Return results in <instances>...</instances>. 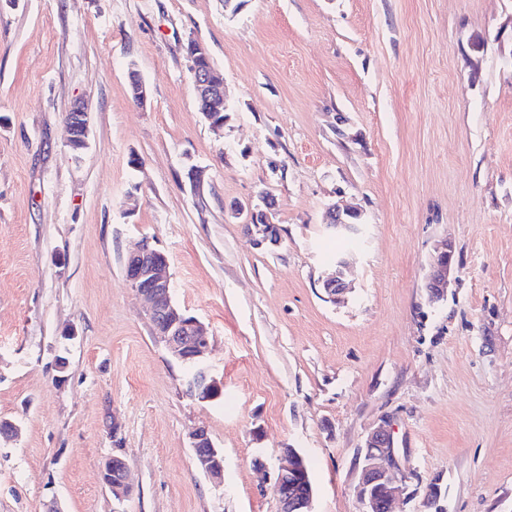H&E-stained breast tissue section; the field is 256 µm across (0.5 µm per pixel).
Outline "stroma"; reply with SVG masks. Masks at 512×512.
Wrapping results in <instances>:
<instances>
[{
    "label": "stroma",
    "instance_id": "1",
    "mask_svg": "<svg viewBox=\"0 0 512 512\" xmlns=\"http://www.w3.org/2000/svg\"><path fill=\"white\" fill-rule=\"evenodd\" d=\"M235 2L0 6V420L19 428L0 435V512H276L285 448L314 512H358L357 453L381 425L409 474L394 512H512V0ZM191 40L224 76L218 133ZM266 195L280 241L259 247L245 221ZM333 204L360 234L325 231ZM447 239L456 272L432 302ZM144 240L209 328L217 399L188 395L124 277ZM338 255L341 303L322 289ZM198 427L223 485L196 464ZM87 106L82 101H75L65 116L68 132L67 144L74 157L79 159L88 147L90 121ZM454 248L448 240L438 249L425 279L424 288L431 300H438L447 293L449 278L453 272ZM190 438L197 465L214 483H223L224 455L215 448L208 432L196 428L191 432ZM103 479L105 486L116 500H123L132 493V486L128 481V466L124 458L112 456L103 468Z\"/></svg>",
    "mask_w": 512,
    "mask_h": 512
}]
</instances>
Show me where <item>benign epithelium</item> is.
<instances>
[{"label":"benign epithelium","instance_id":"obj_1","mask_svg":"<svg viewBox=\"0 0 512 512\" xmlns=\"http://www.w3.org/2000/svg\"><path fill=\"white\" fill-rule=\"evenodd\" d=\"M191 63V74L196 98L203 116L215 128L224 126L220 119L226 109L224 79L208 64L209 53L204 45L190 40L185 47ZM131 97L135 105L143 107L148 93L143 80L135 71L129 72ZM68 132L67 144L75 159L79 160L88 147L90 133L89 112L82 101L74 102L65 116ZM355 211L332 204L328 207L326 230L334 234H356L359 225L351 224L347 217ZM272 208L250 211L247 215V229L255 245H275L279 242L272 231ZM454 248L448 241L438 249L425 279L424 288L429 298L438 300L447 293L449 278L453 272ZM344 259L336 261V272L325 279L322 288L328 298L340 301L349 291L344 279ZM125 278L131 288L149 304L148 315L153 334L164 343L169 354L182 364L192 366L188 380V394L199 401L214 399L220 383L210 376L209 368L202 357L209 345L207 327L196 317L177 306L171 295L168 274V260L164 253L153 248L148 241H142L139 249L128 256ZM191 447L200 469L217 484L224 480V455L215 448L208 432L196 428L191 432ZM361 472L356 485L359 512H392L393 493L406 484L408 475L403 470L393 437L385 427L375 429L366 439L358 453ZM104 484L116 500H123L132 493L128 481V466L124 458L113 456L104 465ZM276 512H312L313 485L308 476L304 456L293 448L282 451L281 464L275 477Z\"/></svg>","mask_w":512,"mask_h":512}]
</instances>
